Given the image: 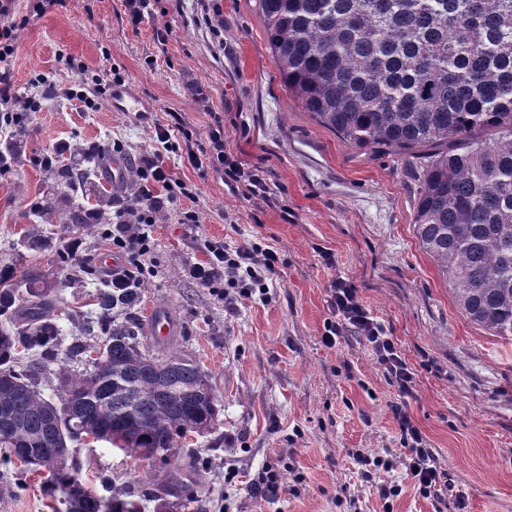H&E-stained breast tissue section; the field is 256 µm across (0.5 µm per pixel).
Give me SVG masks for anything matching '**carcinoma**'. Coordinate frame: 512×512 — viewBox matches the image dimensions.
Returning <instances> with one entry per match:
<instances>
[{
	"label": "carcinoma",
	"mask_w": 512,
	"mask_h": 512,
	"mask_svg": "<svg viewBox=\"0 0 512 512\" xmlns=\"http://www.w3.org/2000/svg\"><path fill=\"white\" fill-rule=\"evenodd\" d=\"M281 82L300 107L355 147L419 159L414 215L419 246L453 286L467 318L512 340V0H255ZM92 163L56 170L63 183ZM38 223L70 237L97 220L79 202L45 199ZM60 278L35 266L0 267V465L46 475L64 512H139L130 492L104 499L83 488L68 442L85 433L160 470L179 439L208 432L219 413L211 376L171 355L156 371L144 357L136 306L141 289L92 275L93 313L112 324L100 362L65 379L71 427L51 425L39 389L45 362L86 356L64 345L57 288L75 278L70 253ZM41 360L16 369L24 355ZM47 452L65 458L51 469Z\"/></svg>",
	"instance_id": "obj_1"
}]
</instances>
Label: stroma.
Listing matches in <instances>:
<instances>
[{
	"label": "stroma",
	"mask_w": 512,
	"mask_h": 512,
	"mask_svg": "<svg viewBox=\"0 0 512 512\" xmlns=\"http://www.w3.org/2000/svg\"><path fill=\"white\" fill-rule=\"evenodd\" d=\"M254 0H156L151 16L131 25L124 0H66L29 15L21 30L14 81L39 74L60 87L99 70L119 72L150 121L114 112L108 99L88 110L65 98L44 100L25 125L24 153L0 176V264L40 268L56 277L64 242L43 225L48 246L27 251L37 206L50 185L37 156L55 143L72 151L121 141L124 173L134 160L160 154L195 195V224L181 209L154 226L153 277L141 285L142 325L167 319L166 336L145 334L160 356L192 358L212 377L221 411L209 433L180 439L171 496L177 512H512V341L471 322L452 286L419 246L413 219L420 191L415 171L392 151L356 148L304 112L285 90ZM76 67L66 65V58ZM181 113L197 145L223 124L224 148L261 170L266 200L232 195L215 171L200 175L163 150L155 123ZM257 240L283 263L267 301L225 306L190 279L186 266L205 245ZM331 260H324V252ZM349 279L363 305L386 326L414 373L410 396L388 380L370 346L344 332L321 342L331 312L329 289ZM406 403L413 422L448 472L454 491L427 498L409 488L391 503L379 475L354 462L359 453L401 465L405 449L391 408ZM83 484L97 495H139L166 480L104 442L68 445ZM287 468L288 489L260 500L225 483L263 466ZM43 474L0 471V512H58Z\"/></svg>",
	"instance_id": "1"
}]
</instances>
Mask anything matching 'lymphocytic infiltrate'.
I'll use <instances>...</instances> for the list:
<instances>
[{"mask_svg": "<svg viewBox=\"0 0 512 512\" xmlns=\"http://www.w3.org/2000/svg\"><path fill=\"white\" fill-rule=\"evenodd\" d=\"M14 0H0V127L20 126L28 113L37 111L41 99L47 95L78 100L86 108H94L99 98L109 96L120 76L111 70L96 74L94 85L85 90L58 88L43 82L42 92L29 94L18 91L13 82V58L17 50V31ZM185 129L178 113H171L166 125L155 128V136L167 150L179 152L184 164L204 172L220 173L225 186L232 193L245 198H268L269 187L257 170L246 168L233 154L224 149V128L216 126L209 133L210 149H197L192 144H181ZM139 186L134 195L112 214L109 236L112 250L123 256V267L112 274L116 288L141 284L154 268L148 257L154 246L153 226L157 216L180 198L191 197L186 183L173 177L158 154L139 156L136 164ZM208 259L188 266L189 278L202 287L218 289L224 286L236 290L239 297L266 301L269 283L276 275L281 258L277 250L254 241L228 244L214 241L208 244ZM330 307L332 320L325 324L321 341L333 347L346 329H354L369 343L377 362L384 368L401 394H410L414 374L402 358L393 339L380 321L359 301L355 286L344 278H336L331 285ZM407 454L403 460L401 481L383 485L382 498L399 496L404 485L417 488L424 496H435L448 485V474L437 462L433 449L428 448L421 430L414 424L403 406L392 408Z\"/></svg>", "mask_w": 512, "mask_h": 512, "instance_id": "1", "label": "lymphocytic infiltrate"}]
</instances>
